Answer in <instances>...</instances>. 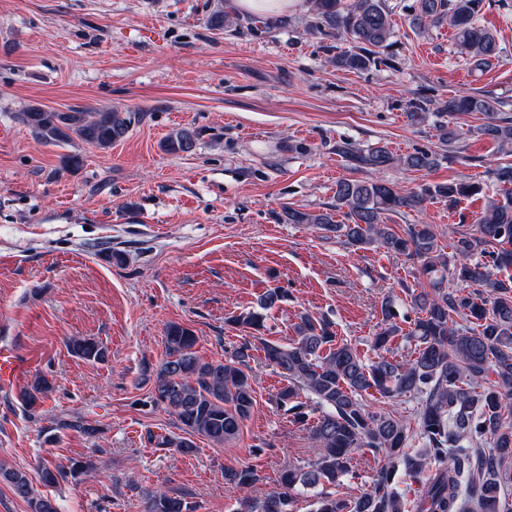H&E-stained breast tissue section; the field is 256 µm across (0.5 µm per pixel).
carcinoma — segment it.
I'll return each instance as SVG.
<instances>
[{
    "label": "carcinoma",
    "mask_w": 512,
    "mask_h": 512,
    "mask_svg": "<svg viewBox=\"0 0 512 512\" xmlns=\"http://www.w3.org/2000/svg\"><path fill=\"white\" fill-rule=\"evenodd\" d=\"M310 31L330 42L346 39L354 47L332 55L329 63L339 70L360 73L382 62L380 49L392 37V11L387 0H311ZM485 0H414L409 6L413 24H448L454 30L461 54L473 68L483 71L499 59L501 48L494 33L477 25ZM506 102L489 93L456 94L446 99L416 98L405 117L411 126L428 125L442 113H480L485 123L477 128L499 151L512 152V116L503 115ZM21 120L34 138L50 144L76 139L106 148L122 139L131 118L115 110L67 112L30 105ZM440 142L453 151L459 134L443 124L433 125ZM200 133L192 129L172 131L164 141L166 151L190 153ZM336 154L350 169L366 171L364 180L342 178L336 182L333 203L312 213L290 207L284 211L287 224H314L326 235L344 240L358 249L374 247L405 255L417 263V271L429 288L409 289L407 297L414 318L397 320L394 301L381 303V329L373 348L390 350L398 337L414 345L410 358L379 356L366 361L358 349L337 339L332 323L324 317L303 315L295 325V337L287 343L261 335L267 311L283 301L284 294L270 289L257 307L233 314L226 322L254 332L222 361H208L196 351L198 337L179 324L166 327V356L153 372L150 399L172 413L184 435L164 444L182 454L195 451L193 437L215 445L236 439L256 404L253 387V352L262 351L266 363L286 381L276 394L278 408L293 421L308 425L320 449L303 467L284 470L281 488L262 500L248 495L260 480L249 466L229 468L225 479L243 496L233 512H291L293 497L324 483L336 484L352 476L350 456L365 449L384 459L372 479V489L344 502L328 492L317 494L313 512H512L503 489L512 485V164L492 171L501 186L498 198L477 215L476 233L461 234L449 244L450 252L438 244L432 224H409L398 233L389 224L390 215L407 209L421 211L434 200L455 205L482 193V187L465 179L424 184L403 194L380 177L396 166L430 172L443 156L419 149L396 155L379 143L359 147L351 142L336 144ZM470 286L485 289L487 296ZM75 356L102 361L105 349L93 339H75ZM495 374L496 379L489 378ZM52 391L51 382L38 376L20 391L18 399L30 415ZM378 394L384 407L373 411L365 398ZM412 396L421 402L417 413L419 439L424 450L412 452L410 427L399 412L385 405ZM491 444L493 452L476 449ZM424 478L419 498L407 507L392 486L398 464ZM91 469L83 462L70 468L43 463L40 478L52 485L67 475ZM0 478L27 501L31 512H58L55 500L34 492L25 471L0 466ZM145 512H192L184 498L172 491L146 493Z\"/></svg>",
    "instance_id": "1"
}]
</instances>
